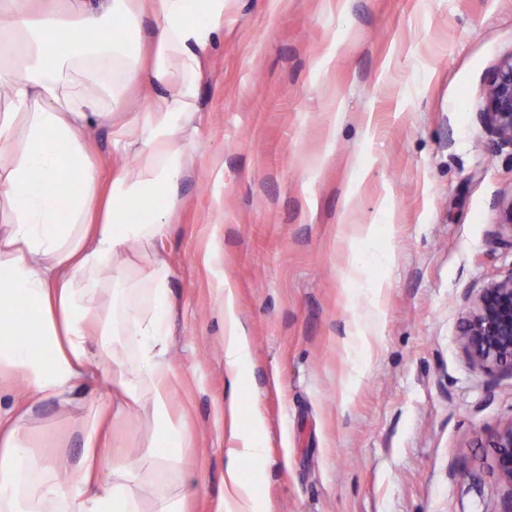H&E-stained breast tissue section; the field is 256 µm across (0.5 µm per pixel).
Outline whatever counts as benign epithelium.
<instances>
[{
	"instance_id": "benign-epithelium-1",
	"label": "benign epithelium",
	"mask_w": 512,
	"mask_h": 512,
	"mask_svg": "<svg viewBox=\"0 0 512 512\" xmlns=\"http://www.w3.org/2000/svg\"><path fill=\"white\" fill-rule=\"evenodd\" d=\"M483 117L499 145L512 147V55L491 73ZM498 226L512 248V198L501 204ZM464 348L472 363L485 372L512 374V273L488 283L478 294L462 331ZM494 466L507 493L501 512H512V421L490 438Z\"/></svg>"
}]
</instances>
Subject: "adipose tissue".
Listing matches in <instances>:
<instances>
[{"mask_svg": "<svg viewBox=\"0 0 512 512\" xmlns=\"http://www.w3.org/2000/svg\"><path fill=\"white\" fill-rule=\"evenodd\" d=\"M0 512H187L190 441L171 408L173 268L159 249L204 128L203 63L224 0H0ZM148 105L126 108L132 86ZM121 115L112 148L133 165L108 182L88 140ZM224 364L239 391L250 344L224 293ZM105 378L106 396L93 384ZM22 389H14L15 380ZM148 411L138 456L112 441L104 401ZM81 411L82 452L34 433L44 403ZM265 416L233 431L221 512H266L243 476L265 462Z\"/></svg>", "mask_w": 512, "mask_h": 512, "instance_id": "obj_1", "label": "adipose tissue"}]
</instances>
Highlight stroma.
Wrapping results in <instances>:
<instances>
[{
  "instance_id": "stroma-1",
  "label": "stroma",
  "mask_w": 512,
  "mask_h": 512,
  "mask_svg": "<svg viewBox=\"0 0 512 512\" xmlns=\"http://www.w3.org/2000/svg\"><path fill=\"white\" fill-rule=\"evenodd\" d=\"M511 55L512 0H225L161 244L190 512H217L255 403L266 463L244 476L269 512H498L489 439L512 375L474 367L462 327L512 273L496 242L512 148L482 115ZM222 281L252 352L232 416ZM374 300L371 351L349 356Z\"/></svg>"
}]
</instances>
